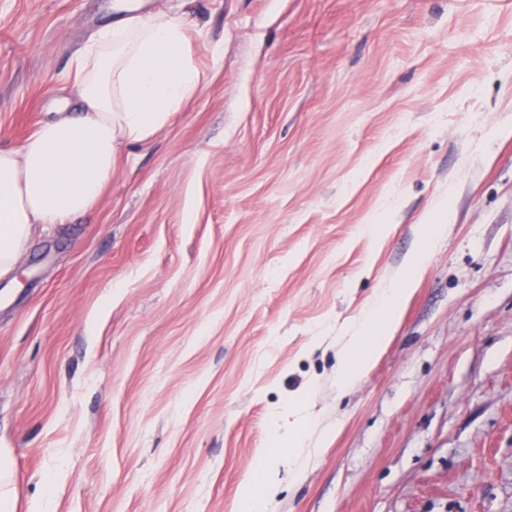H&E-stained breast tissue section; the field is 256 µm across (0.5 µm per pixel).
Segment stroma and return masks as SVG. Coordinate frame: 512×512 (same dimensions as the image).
I'll use <instances>...</instances> for the list:
<instances>
[{
	"mask_svg": "<svg viewBox=\"0 0 512 512\" xmlns=\"http://www.w3.org/2000/svg\"><path fill=\"white\" fill-rule=\"evenodd\" d=\"M112 0H0V148ZM200 72L97 203L0 276L14 512H245L272 418L313 454L270 512H512V0H146ZM441 242L349 392L336 335ZM280 420L282 424L278 425L276 440H288L292 445L285 461L290 478L299 473L306 461V433L313 418L306 407H292L280 412Z\"/></svg>",
	"mask_w": 512,
	"mask_h": 512,
	"instance_id": "1",
	"label": "stroma"
}]
</instances>
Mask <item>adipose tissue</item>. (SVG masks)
Instances as JSON below:
<instances>
[{
  "mask_svg": "<svg viewBox=\"0 0 512 512\" xmlns=\"http://www.w3.org/2000/svg\"><path fill=\"white\" fill-rule=\"evenodd\" d=\"M115 19L78 62L75 112L41 121L21 146L0 148V275L9 274L40 227L64 224L89 210L112 179L120 147L164 128L196 91L200 75L179 16L142 11L135 0H114ZM440 225L426 227L406 261L404 277L385 288L376 306L345 328L352 360H341L339 389H349L397 330L398 307L425 270L440 240ZM278 440L290 441L285 464L296 476L306 461L307 408L280 414Z\"/></svg>",
  "mask_w": 512,
  "mask_h": 512,
  "instance_id": "ef3b65f1",
  "label": "adipose tissue"
}]
</instances>
